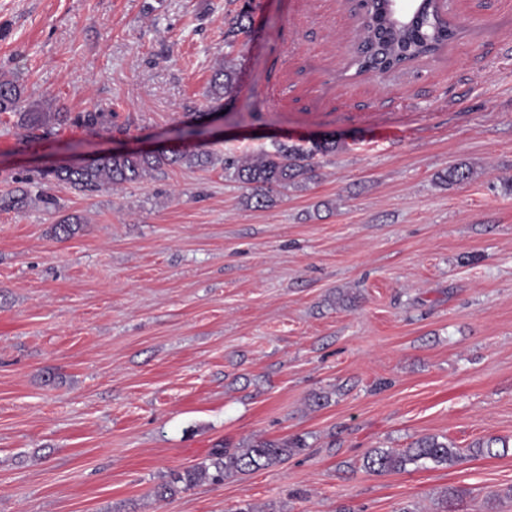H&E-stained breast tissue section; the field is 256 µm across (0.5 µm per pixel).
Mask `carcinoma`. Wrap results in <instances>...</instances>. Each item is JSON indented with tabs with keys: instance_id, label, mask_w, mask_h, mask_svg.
<instances>
[{
	"instance_id": "obj_1",
	"label": "carcinoma",
	"mask_w": 512,
	"mask_h": 512,
	"mask_svg": "<svg viewBox=\"0 0 512 512\" xmlns=\"http://www.w3.org/2000/svg\"><path fill=\"white\" fill-rule=\"evenodd\" d=\"M387 0H371V8L362 11V30L353 59L356 73H386L400 69L409 62L437 53L456 36V29L448 22L438 0H417L414 13L397 17L386 13ZM251 0H245L241 10L230 21L225 36L247 32L251 23ZM236 92V73L233 67L219 64L209 81V97L213 108L224 107V101ZM23 94L20 77L16 73L0 74V114L19 116L21 125L29 131L49 133L65 126L94 131L107 124L112 113L94 109L71 115L53 104L32 103L18 111ZM336 149V143L319 141L307 149L279 144L272 152L242 161L224 160L225 168L234 169L235 179L250 190L246 205L267 207L274 202V194L290 185L305 184L312 178L308 160L318 153ZM214 163L213 156L204 150H158L151 153H114L77 167L44 170L26 178L32 183L49 176L69 184L83 194H94L114 185L136 182L154 171L174 164L205 168ZM304 442L292 440H258L246 448H215L211 463L182 473L173 474L161 484L156 495L162 499L173 497L208 478L215 483L224 478L245 474L267 467L300 451ZM461 458L460 450L435 436H424L403 449L375 448L364 458V468L376 474L404 472L408 467L452 465Z\"/></svg>"
}]
</instances>
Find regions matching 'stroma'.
Instances as JSON below:
<instances>
[{"label":"stroma","mask_w":512,"mask_h":512,"mask_svg":"<svg viewBox=\"0 0 512 512\" xmlns=\"http://www.w3.org/2000/svg\"><path fill=\"white\" fill-rule=\"evenodd\" d=\"M446 9L459 32L436 54L359 75L351 0H0L23 103L114 114L37 137L0 115V196L182 145L190 113L214 131L207 168L92 195L50 180L31 192L57 208L0 209V512H512V450L363 467L423 436L512 441V0ZM324 139L313 180L264 208L221 164ZM460 164L470 179L442 182ZM295 437L273 465L155 494L213 448ZM236 73L232 66L224 65L221 62L213 71L209 81V97L213 102L212 108L220 109L224 107L223 100L228 104L236 92Z\"/></svg>","instance_id":"35a3bbf8"}]
</instances>
